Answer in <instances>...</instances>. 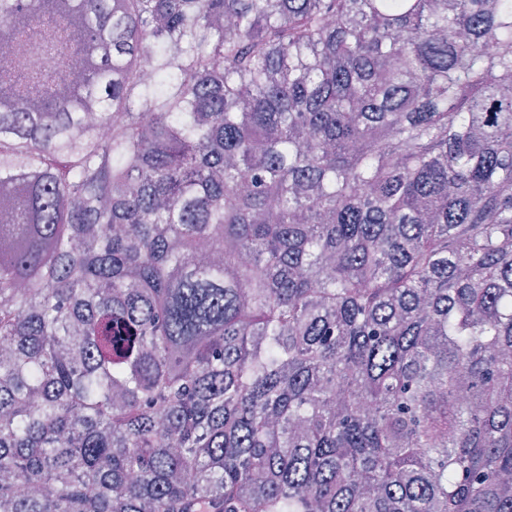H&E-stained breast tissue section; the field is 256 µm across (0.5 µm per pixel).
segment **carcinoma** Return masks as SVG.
Listing matches in <instances>:
<instances>
[{
    "label": "carcinoma",
    "mask_w": 512,
    "mask_h": 512,
    "mask_svg": "<svg viewBox=\"0 0 512 512\" xmlns=\"http://www.w3.org/2000/svg\"><path fill=\"white\" fill-rule=\"evenodd\" d=\"M0 345V512H512V0H0Z\"/></svg>",
    "instance_id": "carcinoma-1"
}]
</instances>
